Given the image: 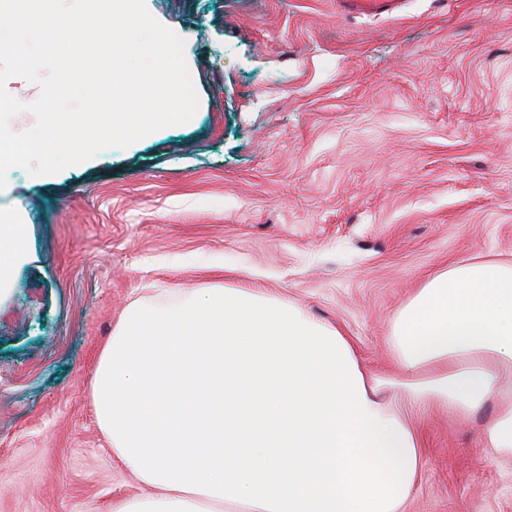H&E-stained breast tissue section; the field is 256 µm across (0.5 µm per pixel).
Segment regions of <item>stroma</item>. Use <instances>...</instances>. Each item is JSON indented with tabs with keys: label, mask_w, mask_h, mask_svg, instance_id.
I'll list each match as a JSON object with an SVG mask.
<instances>
[{
	"label": "stroma",
	"mask_w": 512,
	"mask_h": 512,
	"mask_svg": "<svg viewBox=\"0 0 512 512\" xmlns=\"http://www.w3.org/2000/svg\"><path fill=\"white\" fill-rule=\"evenodd\" d=\"M183 38L199 106L184 124L40 180L6 175L27 224L0 289V512H107L150 487L94 417L99 353L138 299L263 289L396 367L398 310L434 274L512 258V0H145ZM424 416L407 512H512L499 408ZM403 0H342L340 8L358 15L392 14L398 11ZM482 438L485 448L512 457V400L486 421Z\"/></svg>",
	"instance_id": "35a3bbf8"
}]
</instances>
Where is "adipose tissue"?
<instances>
[{"label":"adipose tissue","instance_id":"adipose-tissue-1","mask_svg":"<svg viewBox=\"0 0 512 512\" xmlns=\"http://www.w3.org/2000/svg\"><path fill=\"white\" fill-rule=\"evenodd\" d=\"M27 225H0V285ZM397 378L343 333L240 287L131 305L103 347L92 406L147 498L109 512H405L424 437L412 414L469 418L512 378V262L429 278L391 328Z\"/></svg>","mask_w":512,"mask_h":512}]
</instances>
